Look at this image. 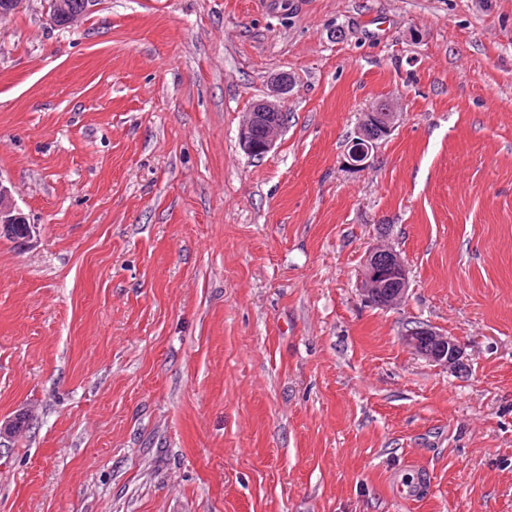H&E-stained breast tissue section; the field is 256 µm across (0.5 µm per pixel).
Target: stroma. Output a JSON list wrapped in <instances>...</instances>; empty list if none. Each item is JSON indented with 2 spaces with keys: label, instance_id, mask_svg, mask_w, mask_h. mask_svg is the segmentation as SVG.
Here are the masks:
<instances>
[{
  "label": "stroma",
  "instance_id": "35a3bbf8",
  "mask_svg": "<svg viewBox=\"0 0 512 512\" xmlns=\"http://www.w3.org/2000/svg\"><path fill=\"white\" fill-rule=\"evenodd\" d=\"M48 4L0 23V181L36 226L0 236V425L29 417L0 512H512V0ZM379 243L389 309L358 292ZM67 2V5H66ZM57 0L56 7L58 9V13L54 7V1H49V13L51 16V19L54 23L57 25H65L67 23V18L64 14L67 11L68 6V13L70 14H84L87 10V7L89 6L90 1L89 0ZM60 13V14H59ZM293 84L290 74L279 73L270 81L267 95L254 102L247 112L239 129V144L247 154L268 153L283 135L286 124L274 121L273 117L286 112L285 104ZM376 110V109H375ZM375 110H372L371 112H366L364 114V119L361 121L358 127L357 131V139L359 141H355L356 143L352 146V150L355 154H358L362 151L364 147H367L365 143L361 142L360 140H367L369 137V130L372 128V121H376L375 119L380 118L383 123H377L378 126L381 128V132H379V135L385 134L387 131H390L391 128L395 125V120L399 117L398 112H385L387 113L386 117H383L380 114H383L384 108L380 109L379 114L378 112H375ZM360 276L359 291L366 303L390 308L408 297L406 265L401 255L390 247H371L365 254ZM403 341L416 356L442 368L455 367L461 357L460 343L435 327L423 322L407 326L402 333Z\"/></svg>",
  "mask_w": 512,
  "mask_h": 512
}]
</instances>
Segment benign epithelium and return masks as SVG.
Listing matches in <instances>:
<instances>
[{
	"mask_svg": "<svg viewBox=\"0 0 512 512\" xmlns=\"http://www.w3.org/2000/svg\"><path fill=\"white\" fill-rule=\"evenodd\" d=\"M294 78L288 73L276 75L267 95L253 103L239 129V144L249 155H264L276 145L286 124L273 117L286 112L288 93ZM25 225L19 240L26 243L32 236L33 226L27 216L16 207L11 189L0 180V234L12 233L15 225ZM362 299L377 307L390 308L408 297L409 280L401 255L390 247L370 248L362 265L360 277ZM403 341L416 356L442 368L456 366L461 357V346L456 338L435 327L417 322L404 329Z\"/></svg>",
	"mask_w": 512,
	"mask_h": 512,
	"instance_id": "7a95c632",
	"label": "benign epithelium"
}]
</instances>
